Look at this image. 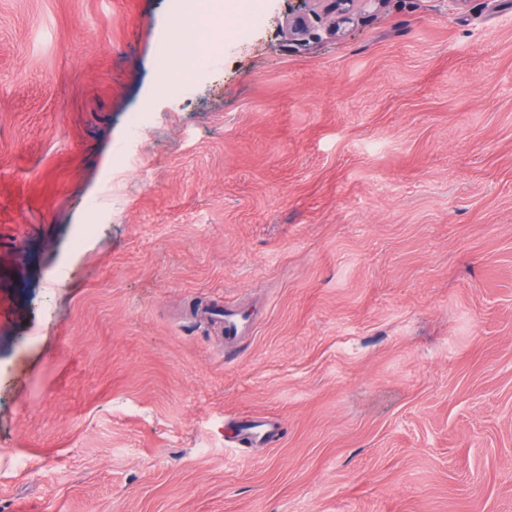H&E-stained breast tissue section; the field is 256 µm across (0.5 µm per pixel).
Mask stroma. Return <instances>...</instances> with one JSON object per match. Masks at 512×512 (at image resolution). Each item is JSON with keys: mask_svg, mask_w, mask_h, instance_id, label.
Here are the masks:
<instances>
[{"mask_svg": "<svg viewBox=\"0 0 512 512\" xmlns=\"http://www.w3.org/2000/svg\"><path fill=\"white\" fill-rule=\"evenodd\" d=\"M326 6L0 0V512H512V0ZM187 13V0H172V15L174 17L173 25L170 29L171 36L176 38L180 34V41L183 43L190 35L192 28H198L194 23L191 26H185L182 31L184 19ZM181 32V33H180ZM180 59L174 57L167 49V43L161 46L160 82L161 90L166 94L179 92L188 82L190 74H185L181 79H174V76L181 69ZM224 344L234 347L249 337L252 325L248 317H244L236 310L224 306ZM245 424H251L252 426L244 430L242 438L243 425ZM281 430L282 423L279 420H270L267 417H247L239 420L232 429L231 436L226 434V438L235 441L245 440V442L250 443L253 441L271 443L280 435Z\"/></svg>", "mask_w": 512, "mask_h": 512, "instance_id": "1", "label": "stroma"}]
</instances>
